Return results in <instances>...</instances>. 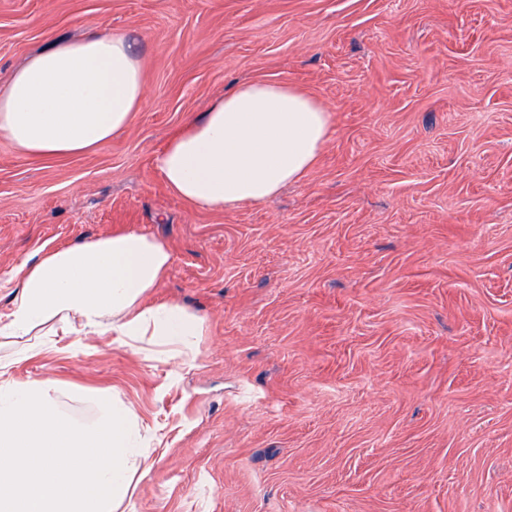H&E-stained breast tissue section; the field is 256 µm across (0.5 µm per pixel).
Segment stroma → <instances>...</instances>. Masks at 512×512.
<instances>
[{
    "instance_id": "35a3bbf8",
    "label": "stroma",
    "mask_w": 512,
    "mask_h": 512,
    "mask_svg": "<svg viewBox=\"0 0 512 512\" xmlns=\"http://www.w3.org/2000/svg\"><path fill=\"white\" fill-rule=\"evenodd\" d=\"M102 26L143 107L80 154L0 140V308L42 246L136 229L172 254L145 304L205 331L188 358L66 337L10 378L132 405L127 512H512V0H0V87ZM253 80L336 133L266 203L196 209L155 158Z\"/></svg>"
}]
</instances>
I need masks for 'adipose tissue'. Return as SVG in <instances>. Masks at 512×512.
<instances>
[{"label": "adipose tissue", "mask_w": 512, "mask_h": 512, "mask_svg": "<svg viewBox=\"0 0 512 512\" xmlns=\"http://www.w3.org/2000/svg\"><path fill=\"white\" fill-rule=\"evenodd\" d=\"M144 101L142 64L125 33L108 28L36 53L0 89V138L23 154H77L126 130ZM333 133L326 107L284 82L239 84L189 120L157 158L167 186L212 211L267 202L315 166ZM172 262L154 236L124 230L46 247L16 274L0 310V512H121L149 440L135 409L94 396V415L73 417L55 380L19 383L20 358L59 336L142 339L193 350L204 321L175 303L144 305Z\"/></svg>", "instance_id": "obj_1"}]
</instances>
